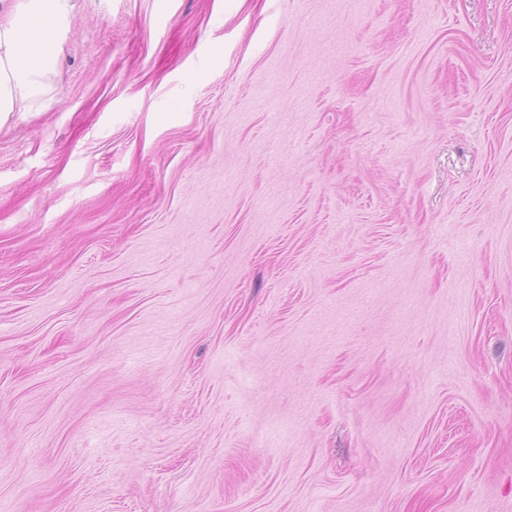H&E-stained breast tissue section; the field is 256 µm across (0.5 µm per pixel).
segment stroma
<instances>
[{"instance_id": "stroma-1", "label": "stroma", "mask_w": 512, "mask_h": 512, "mask_svg": "<svg viewBox=\"0 0 512 512\" xmlns=\"http://www.w3.org/2000/svg\"><path fill=\"white\" fill-rule=\"evenodd\" d=\"M0 122V512H512V0H67Z\"/></svg>"}]
</instances>
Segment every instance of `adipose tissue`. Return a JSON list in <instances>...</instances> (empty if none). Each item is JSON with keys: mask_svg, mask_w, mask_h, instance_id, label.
<instances>
[{"mask_svg": "<svg viewBox=\"0 0 512 512\" xmlns=\"http://www.w3.org/2000/svg\"><path fill=\"white\" fill-rule=\"evenodd\" d=\"M0 120L49 90L68 18L61 0H0Z\"/></svg>", "mask_w": 512, "mask_h": 512, "instance_id": "adipose-tissue-1", "label": "adipose tissue"}]
</instances>
